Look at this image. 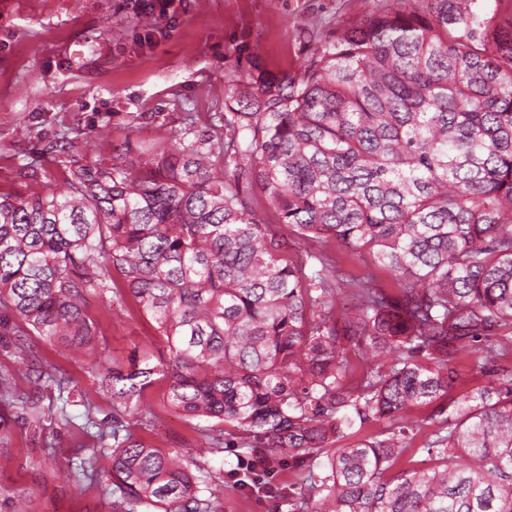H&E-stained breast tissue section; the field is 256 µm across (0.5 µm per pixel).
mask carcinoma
<instances>
[{
  "mask_svg": "<svg viewBox=\"0 0 512 512\" xmlns=\"http://www.w3.org/2000/svg\"><path fill=\"white\" fill-rule=\"evenodd\" d=\"M311 45L301 74L253 65L228 80L224 133L183 131L71 167L62 190L0 193V312L56 347L90 351V298L120 275L168 353L123 371L100 356L112 430L80 467L112 512H224V486L129 430L152 376L211 444L307 468L289 512H512V15L503 0H371ZM267 202L274 219L256 206ZM330 241L389 270L341 276ZM357 289L356 306L339 294ZM370 364L350 379L349 348ZM0 369V406L41 411L17 375L55 368L27 339ZM487 379L460 396L425 452L392 473L413 410L448 396L457 364ZM388 428L338 448L356 423ZM112 444L105 445V438Z\"/></svg>",
  "mask_w": 512,
  "mask_h": 512,
  "instance_id": "obj_1",
  "label": "carcinoma"
}]
</instances>
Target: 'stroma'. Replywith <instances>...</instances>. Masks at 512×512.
<instances>
[{
  "mask_svg": "<svg viewBox=\"0 0 512 512\" xmlns=\"http://www.w3.org/2000/svg\"><path fill=\"white\" fill-rule=\"evenodd\" d=\"M368 9L367 0H172L162 16L146 14L141 0H0V192L43 194L62 186L70 166L109 160L128 146L170 148L187 127L211 133L224 124L228 78L245 76L255 62L298 75L309 54L303 28H332ZM90 313L121 368L166 346L121 279L92 299ZM34 344L57 380L29 389L41 424L0 409L10 437L0 450V512H12L20 496L26 512H112L99 482L68 465L94 445L79 430L85 412L112 423L94 363L39 338ZM168 392V378L158 375L139 397L165 437L136 422L134 435L210 471L224 485V512H288L298 469L271 465L268 495L241 485L234 472L251 449L212 447L206 422L186 420ZM416 418L404 469L426 466L424 448L440 429L433 407L419 408Z\"/></svg>",
  "mask_w": 512,
  "mask_h": 512,
  "instance_id": "1",
  "label": "stroma"
}]
</instances>
